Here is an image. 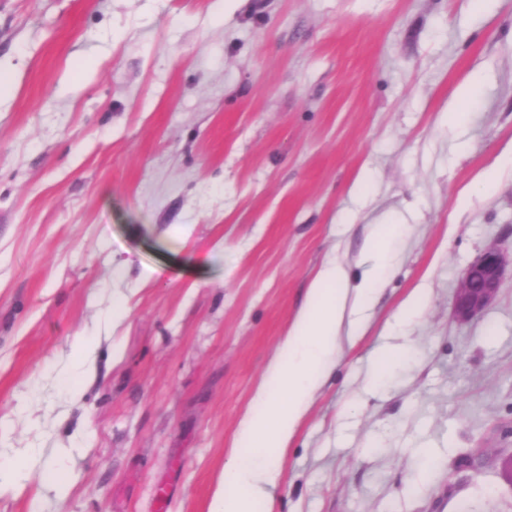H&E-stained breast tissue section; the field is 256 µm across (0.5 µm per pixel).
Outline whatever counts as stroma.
I'll return each mask as SVG.
<instances>
[{"label": "stroma", "mask_w": 512, "mask_h": 512, "mask_svg": "<svg viewBox=\"0 0 512 512\" xmlns=\"http://www.w3.org/2000/svg\"><path fill=\"white\" fill-rule=\"evenodd\" d=\"M0 77V512H209L317 270L358 285L382 224L255 512H512V272L453 306L512 253V0H0ZM506 263L505 256L492 246L464 270L455 294V311L461 323L470 321L492 304ZM26 476L24 460L0 458V492L23 487Z\"/></svg>", "instance_id": "1"}]
</instances>
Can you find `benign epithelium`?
<instances>
[{"mask_svg": "<svg viewBox=\"0 0 512 512\" xmlns=\"http://www.w3.org/2000/svg\"><path fill=\"white\" fill-rule=\"evenodd\" d=\"M506 263L505 256L492 246L464 270L455 294V311L460 322L470 321L492 304Z\"/></svg>", "mask_w": 512, "mask_h": 512, "instance_id": "1", "label": "benign epithelium"}]
</instances>
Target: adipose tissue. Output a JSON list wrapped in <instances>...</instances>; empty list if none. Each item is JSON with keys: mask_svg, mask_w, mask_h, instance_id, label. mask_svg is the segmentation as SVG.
<instances>
[{"mask_svg": "<svg viewBox=\"0 0 512 512\" xmlns=\"http://www.w3.org/2000/svg\"><path fill=\"white\" fill-rule=\"evenodd\" d=\"M391 234V226L378 229L372 266L358 286L349 287L346 271L336 262L318 271L256 389V409L240 421L210 512H254L257 500L269 498L288 446L331 366L345 316L361 313L373 298L372 284L390 261Z\"/></svg>", "mask_w": 512, "mask_h": 512, "instance_id": "1", "label": "adipose tissue"}]
</instances>
